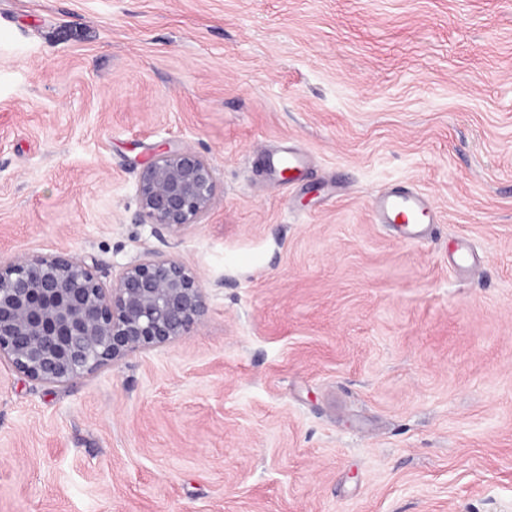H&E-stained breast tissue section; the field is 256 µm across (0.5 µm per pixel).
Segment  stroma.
Here are the masks:
<instances>
[{"label": "stroma", "mask_w": 512, "mask_h": 512, "mask_svg": "<svg viewBox=\"0 0 512 512\" xmlns=\"http://www.w3.org/2000/svg\"><path fill=\"white\" fill-rule=\"evenodd\" d=\"M163 143L218 181L176 235L137 218ZM57 250L179 259L207 312L0 369V512H512V0H0V262ZM374 205L385 223L396 222L400 218L404 233L411 235L415 226L410 222L426 209L427 202L417 194L393 193L376 198Z\"/></svg>", "instance_id": "35a3bbf8"}]
</instances>
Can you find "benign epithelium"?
<instances>
[{"label":"benign epithelium","mask_w":512,"mask_h":512,"mask_svg":"<svg viewBox=\"0 0 512 512\" xmlns=\"http://www.w3.org/2000/svg\"><path fill=\"white\" fill-rule=\"evenodd\" d=\"M217 193L207 159L163 144L141 171L139 221L179 233L199 223ZM206 312L197 273L156 252L120 267L110 286L95 262L20 253L0 265V365L64 386L194 335Z\"/></svg>","instance_id":"obj_1"}]
</instances>
